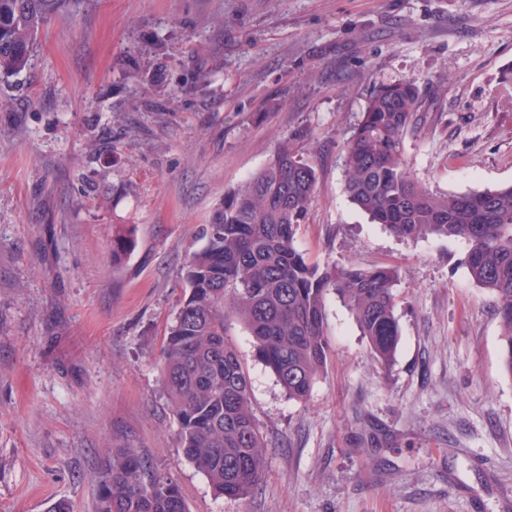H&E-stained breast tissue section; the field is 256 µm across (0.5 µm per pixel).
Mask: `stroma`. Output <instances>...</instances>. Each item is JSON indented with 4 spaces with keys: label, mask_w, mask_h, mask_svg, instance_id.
<instances>
[{
    "label": "stroma",
    "mask_w": 512,
    "mask_h": 512,
    "mask_svg": "<svg viewBox=\"0 0 512 512\" xmlns=\"http://www.w3.org/2000/svg\"><path fill=\"white\" fill-rule=\"evenodd\" d=\"M405 80L420 186L512 184V0H70L50 20L0 82V512H95L111 448L190 512H512L495 296L463 239L396 237L345 191L370 92ZM284 138L319 172L298 247L395 268L401 336L381 365L328 297L327 368L297 401L229 321L266 443L264 481L230 498L183 453L161 351L199 226Z\"/></svg>",
    "instance_id": "obj_1"
}]
</instances>
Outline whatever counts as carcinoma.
Instances as JSON below:
<instances>
[{
    "mask_svg": "<svg viewBox=\"0 0 512 512\" xmlns=\"http://www.w3.org/2000/svg\"><path fill=\"white\" fill-rule=\"evenodd\" d=\"M66 2L0 0V82L32 69L39 30ZM419 108L410 81L373 89L344 148L346 193L397 237L466 240L472 281L497 299L502 367L512 378V185L462 194L418 185L402 143ZM318 188L317 169L281 140L263 168L225 194L187 262L189 290L162 351L164 387L184 455L221 495L246 498L264 477L250 381L226 339L228 318L245 325L293 400L307 398L327 366V295L348 307L380 363L398 347L394 269L321 267L298 248ZM96 512L189 510L178 485L137 449L114 448L101 460Z\"/></svg>",
    "mask_w": 512,
    "mask_h": 512,
    "instance_id": "carcinoma-1",
    "label": "carcinoma"
}]
</instances>
